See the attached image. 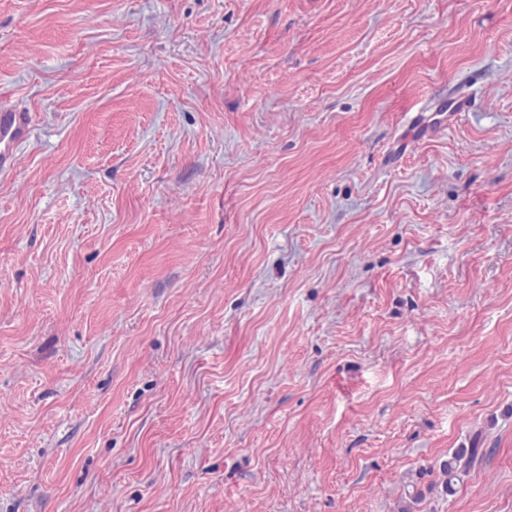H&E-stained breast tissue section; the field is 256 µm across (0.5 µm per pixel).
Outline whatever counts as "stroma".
Returning <instances> with one entry per match:
<instances>
[{
    "instance_id": "obj_1",
    "label": "stroma",
    "mask_w": 512,
    "mask_h": 512,
    "mask_svg": "<svg viewBox=\"0 0 512 512\" xmlns=\"http://www.w3.org/2000/svg\"><path fill=\"white\" fill-rule=\"evenodd\" d=\"M0 99V512H512V0H0ZM471 103V93H456L448 100V103H439L432 107L422 109L413 116L412 121L418 118V124L416 126L418 130H425L431 134H436L449 127L460 112H468L471 108ZM425 112H443V114H441L443 117L432 118V115H426ZM31 132V117L28 112L0 104V171L10 169L14 157L10 145L26 138ZM3 145V148H2ZM481 455H483V448H461L452 454L447 461L440 464L439 481L445 493L451 495L455 492V486L461 480V473L466 472L474 460ZM462 461L464 462L462 463Z\"/></svg>"
}]
</instances>
